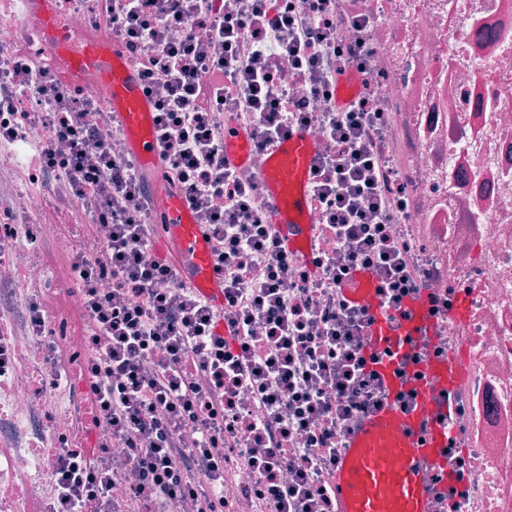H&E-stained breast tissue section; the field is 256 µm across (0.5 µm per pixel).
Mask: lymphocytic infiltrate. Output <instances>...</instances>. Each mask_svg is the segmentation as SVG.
<instances>
[{"label":"lymphocytic infiltrate","mask_w":512,"mask_h":512,"mask_svg":"<svg viewBox=\"0 0 512 512\" xmlns=\"http://www.w3.org/2000/svg\"><path fill=\"white\" fill-rule=\"evenodd\" d=\"M207 26L208 45L164 41L163 28ZM112 25L131 51H151L139 73L156 112L162 156L179 170L197 223L220 243L224 310L184 290L171 263L150 255V214L139 205L144 182L136 163L113 155L97 126L80 112L52 115L55 146L45 169L64 173L103 225L91 246L73 255L72 281L88 329L80 375L94 426L109 439L95 448H52L63 512H87L95 501L115 512V486L133 474L125 500L137 512H235L224 500V466L244 462L249 496L269 512H333L331 476L343 437L384 399L370 367L367 309L346 304L342 287L357 267L382 281L384 308L400 311L420 290L430 264L410 248L395 161L380 143L386 123L374 88L349 106L336 104L338 74L368 73L372 49L362 40L333 48L334 0H225L208 14L199 0H112ZM253 40L242 60L238 43ZM308 82L290 101L279 87L283 66ZM222 72L230 84H216ZM168 81L158 85L157 73ZM327 109L313 116L307 102ZM246 101L257 150L296 126H316L336 150L318 155L311 200L312 266L294 271L264 212L256 180L224 162V139L209 114ZM264 263L260 282L247 276ZM223 320L227 336L213 333ZM238 445L228 448L225 437ZM442 467L431 476L433 512H466L473 479L458 436L448 438ZM454 485L443 486L444 473Z\"/></svg>","instance_id":"1"}]
</instances>
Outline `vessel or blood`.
I'll list each match as a JSON object with an SVG mask.
<instances>
[{"mask_svg":"<svg viewBox=\"0 0 512 512\" xmlns=\"http://www.w3.org/2000/svg\"><path fill=\"white\" fill-rule=\"evenodd\" d=\"M32 16V30L59 61V78L67 88H79L83 69L98 70L126 153L141 171L152 175L154 184H161L167 163L157 147L152 103L136 70L126 62L123 47L75 41L62 20L61 0H35ZM363 82L356 69L340 74L337 83L346 92L337 96V106L348 105L350 90L361 89ZM316 152L312 131L290 129L268 148L266 167L258 178L269 223L275 225L288 252L308 262L315 255L309 185ZM253 156L249 131L227 123V166L246 167ZM153 201L156 235L152 254L170 258L180 282L190 285L216 309H223L224 275L214 266L207 229L195 223L180 189L166 190ZM342 293L349 304L368 309L373 318L369 348L381 355L375 369L388 389V398L359 422L339 450L331 484L336 512H432L427 491L429 468L441 462L442 450L448 445L437 417L448 412L444 393L456 390L464 377L460 358L453 350L447 356L431 358L419 364V379L404 381L399 354L435 336L438 328L429 311L427 291L405 299L401 312L396 313L382 307L376 276L358 268ZM409 389L415 392V405L404 411L396 397Z\"/></svg>","mask_w":512,"mask_h":512,"instance_id":"b4317fda","label":"vessel or blood"}]
</instances>
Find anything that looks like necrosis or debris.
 <instances>
[{
	"instance_id": "obj_1",
	"label": "necrosis or debris",
	"mask_w": 512,
	"mask_h": 512,
	"mask_svg": "<svg viewBox=\"0 0 512 512\" xmlns=\"http://www.w3.org/2000/svg\"><path fill=\"white\" fill-rule=\"evenodd\" d=\"M366 18L370 78L388 122L382 145L407 187V241L422 248L431 275L422 286L469 294L464 323L444 325L462 346L468 371L458 388L457 421L475 481L468 512H512V0H338ZM75 40L117 41L94 0H65ZM29 0H0V101L20 125L0 135V294L19 306L38 302L46 335H34L0 305V512H57L58 477L44 451L75 436L77 387L50 376L83 359L71 332L78 293L70 267L31 252L21 225L51 246H65L59 210L73 224L95 218L60 172L43 170L49 144L42 120L47 94L22 88L26 70L53 69L29 27ZM81 111L113 151L124 148L106 125L96 69L81 76Z\"/></svg>"
}]
</instances>
